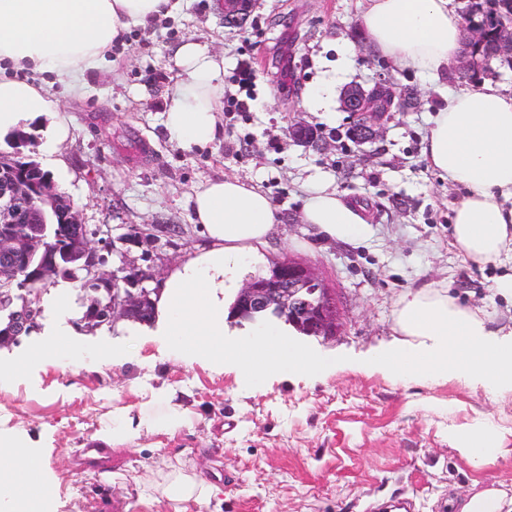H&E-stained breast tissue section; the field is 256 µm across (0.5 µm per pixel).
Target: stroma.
I'll use <instances>...</instances> for the list:
<instances>
[{"mask_svg":"<svg viewBox=\"0 0 512 512\" xmlns=\"http://www.w3.org/2000/svg\"><path fill=\"white\" fill-rule=\"evenodd\" d=\"M363 0H257L245 28L224 29L212 0H185L176 15L132 29L112 47V64L88 78L84 95L49 88L72 127L56 157L40 156L59 192L90 231L110 227L104 268L152 267L146 288L200 250L190 197L205 180L239 177L258 185L281 222L241 277L293 260L335 288L342 326L329 337L302 336L282 321L284 342L323 361L324 372L250 376L234 363L182 364L161 339L114 322L108 336H74V345H108L112 360L86 367L41 360L0 383V435L27 442L55 488L52 512H448L452 493L491 485L512 492V393L478 377H402L372 361L397 339L399 295L441 283L459 302L512 324V305L495 292L500 270L451 246L449 188L425 162L424 138L438 102L434 84L372 54L360 35ZM224 56L219 137L185 149L164 129L166 94L186 38ZM281 54L277 74L266 73ZM253 74L246 111L242 67ZM414 87L421 107L386 125L377 141L346 135L344 89L381 78ZM303 119L334 139L317 153L288 137ZM317 175L364 205L373 227L361 243L322 238L304 224L307 179ZM491 418L502 435L494 463L462 457L455 428ZM139 426L134 442L114 444L107 471L81 465L82 449L111 420ZM84 420L81 433L72 425ZM217 481L210 504L174 503L157 491L174 474Z\"/></svg>","mask_w":512,"mask_h":512,"instance_id":"35a3bbf8","label":"stroma"}]
</instances>
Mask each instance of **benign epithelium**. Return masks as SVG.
<instances>
[{"instance_id": "7a95c632", "label": "benign epithelium", "mask_w": 512, "mask_h": 512, "mask_svg": "<svg viewBox=\"0 0 512 512\" xmlns=\"http://www.w3.org/2000/svg\"><path fill=\"white\" fill-rule=\"evenodd\" d=\"M217 12L223 16L224 27H243L252 7V0H216ZM465 29L476 46L482 45L488 31L495 34L497 55L512 60V0H471L464 15ZM480 68L477 55L466 49L455 69L463 79ZM395 93V85L382 79L370 88L350 85L344 92L343 108L352 117L353 136L360 143L373 142L383 134L386 122L394 117L390 110L372 112L376 99ZM292 142L323 151L333 146L332 140L317 135L313 125L298 121L288 127ZM22 152L0 151V278L10 281L19 277L46 282L61 273L58 254L84 259L87 277L97 284L87 295V305L78 321L85 332L98 330L99 320H130L135 314L149 310L152 291L143 283L152 278L149 270L132 269L120 276L102 268L103 260L95 242L77 238L72 245L60 250L46 228L26 236L15 232L19 222L20 202L29 199L32 183L19 173L18 158ZM42 184L48 187L50 203L61 222L70 227H83L78 210L66 196L55 191L52 177L47 175ZM39 307V297L27 292L21 303L11 310L9 325L0 329V349L10 347L16 337L32 324ZM232 310L243 319L255 322L270 316L280 319L300 333L330 336L341 325V316L334 289L328 287L316 270L288 260L278 262L268 273L248 280L239 289Z\"/></svg>"}]
</instances>
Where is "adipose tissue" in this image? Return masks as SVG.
<instances>
[{
	"instance_id": "1",
	"label": "adipose tissue",
	"mask_w": 512,
	"mask_h": 512,
	"mask_svg": "<svg viewBox=\"0 0 512 512\" xmlns=\"http://www.w3.org/2000/svg\"><path fill=\"white\" fill-rule=\"evenodd\" d=\"M179 0H0V134L38 128L46 152L58 151L71 128L36 75L81 94L89 73L106 64L113 44L130 29L169 16ZM459 0H366L362 34L369 48L403 71L443 80L463 49ZM178 73L164 111L170 140L185 148L218 136L223 55L187 39L175 52ZM423 156L455 201L451 237L478 264L501 267L499 296L512 299V88L483 82L474 90H445L429 119ZM192 221L205 246L153 294L152 321L159 335L183 353L185 363L223 365L234 359L256 371L275 361L283 369L323 372V362L280 342L274 330L234 344L224 339V291L244 260L267 244L280 217L259 187L237 177L199 185L191 197ZM303 223L331 240L359 243L373 228L362 207L326 181L312 179ZM402 339L380 361L402 376L475 375L512 390V336L489 330L488 315L461 304L437 284L404 292L396 310ZM39 456L13 439L0 440V501L8 512H49L50 495H21Z\"/></svg>"
}]
</instances>
